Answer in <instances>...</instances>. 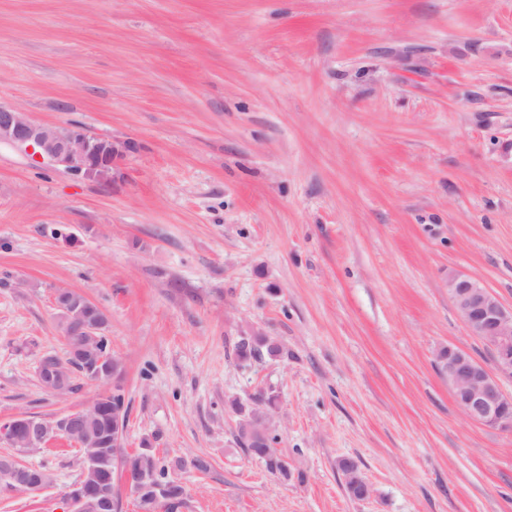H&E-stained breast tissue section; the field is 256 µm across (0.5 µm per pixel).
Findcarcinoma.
Masks as SVG:
<instances>
[{"label": "carcinoma", "instance_id": "obj_1", "mask_svg": "<svg viewBox=\"0 0 512 512\" xmlns=\"http://www.w3.org/2000/svg\"><path fill=\"white\" fill-rule=\"evenodd\" d=\"M238 358L242 361L259 359L263 356L277 357L282 354L283 347L271 337L259 332L252 331L241 337L235 345ZM252 405L248 406L239 399L229 401L230 407L240 413L242 411L252 415V420L263 424L267 429L266 447L258 448L251 441L249 435L238 429L237 440L242 448L252 457L261 460L267 471L283 480L294 476V470L290 463L277 453L275 445L278 443L277 430L271 419V409L275 404V397L272 394L262 392L250 398ZM171 461H161L155 456L153 444L150 439L145 438L141 443V449L135 454H128L125 458V476L127 481L133 483L138 480L143 472H150L154 479L166 484L170 481L168 471ZM338 468L347 477L346 488L348 493L354 497H361V489L364 477L356 461L343 458L338 463Z\"/></svg>", "mask_w": 512, "mask_h": 512}]
</instances>
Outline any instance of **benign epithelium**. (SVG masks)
<instances>
[{
	"label": "benign epithelium",
	"mask_w": 512,
	"mask_h": 512,
	"mask_svg": "<svg viewBox=\"0 0 512 512\" xmlns=\"http://www.w3.org/2000/svg\"><path fill=\"white\" fill-rule=\"evenodd\" d=\"M2 141L104 183L111 182L114 167L137 150L132 141L93 136L75 126L41 124L20 109L0 105ZM448 291L464 325L490 351L493 367L467 351L448 346L438 353V369L448 378L455 401L466 417L512 433V395L506 394L500 383L502 376L512 378V306L503 304L480 282L464 275L450 277ZM55 304L58 322L67 328L64 335L78 336V343L67 347L65 357L49 355L39 363L38 373L44 376L49 392L69 391L72 374L78 368L91 380L116 383L112 354L103 348L108 320L102 316L101 308L69 289L56 291ZM115 393L114 389L103 392L87 408L54 418L48 428L27 415L0 422V441L28 453L43 450L59 438L87 449L83 471L88 478H80L65 494L67 512H114V488L109 474L119 466V459L112 454V436L102 427L86 432L83 424L107 413L121 419L124 408L111 407ZM0 479L14 491L31 494L54 482L50 472L31 474L14 456L0 458ZM160 493L162 488L150 475H141L134 485L136 499L145 500L144 512H163Z\"/></svg>",
	"instance_id": "7a95c632"
}]
</instances>
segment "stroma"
Returning <instances> with one entry per match:
<instances>
[{
  "label": "stroma",
  "instance_id": "stroma-1",
  "mask_svg": "<svg viewBox=\"0 0 512 512\" xmlns=\"http://www.w3.org/2000/svg\"><path fill=\"white\" fill-rule=\"evenodd\" d=\"M0 104L139 145L104 185L0 142V422L102 392L37 380L67 288L107 316L127 452L210 464L177 512H512V434L437 366L491 359L451 276L512 304V0H0ZM253 330L283 356L238 359ZM259 391L300 480L236 441ZM21 462L54 483L0 512H62L78 448ZM338 468L347 477L348 493L354 498H362L361 489L365 480L357 462L349 458H342L338 463Z\"/></svg>",
  "mask_w": 512,
  "mask_h": 512
}]
</instances>
